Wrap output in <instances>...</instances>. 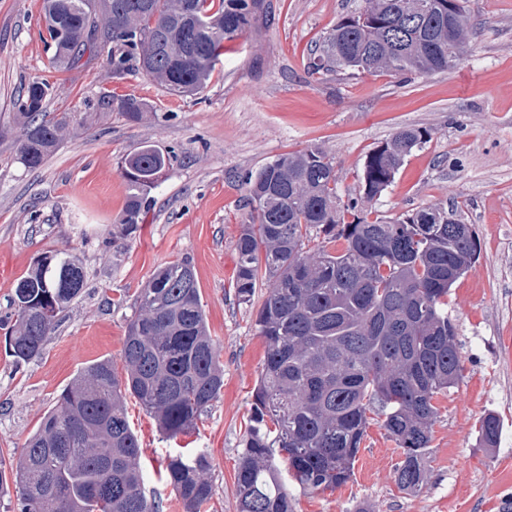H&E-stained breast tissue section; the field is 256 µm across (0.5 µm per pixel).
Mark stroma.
I'll use <instances>...</instances> for the list:
<instances>
[{
    "label": "stroma",
    "mask_w": 512,
    "mask_h": 512,
    "mask_svg": "<svg viewBox=\"0 0 512 512\" xmlns=\"http://www.w3.org/2000/svg\"><path fill=\"white\" fill-rule=\"evenodd\" d=\"M42 0H0V461L17 462L58 395L95 361L122 363L135 298L154 271L190 260L212 337L220 346L224 390L196 426L167 438L133 396L128 420L143 448L145 491L170 512L176 495L162 478L167 454L203 448L211 456L210 512H236L238 453L252 413L251 393L265 356L257 305L233 288L236 241L254 213L245 177L274 159L318 146L333 157L340 197L358 195L367 155L399 128L426 127L432 139L406 157L391 185L367 206L385 220L444 202L473 229L479 256L448 295L462 377L437 395L426 488L397 487L400 450L371 423L343 488L310 493L284 484L295 512H505L512 502V0H467L473 24L451 69L429 75L311 74L310 53L364 0H263L259 20L228 43L208 87L169 95L142 77L113 80L105 57L55 71ZM55 86L48 111L73 118L63 141L35 170L18 158V100L34 78ZM147 103L139 121L102 110L104 92ZM151 144L170 164L151 190L135 239L113 240L125 207L121 161ZM67 251L85 287L58 316L41 354L15 363L6 352L17 281L38 257ZM497 415L498 444L480 447V420Z\"/></svg>",
    "instance_id": "1"
}]
</instances>
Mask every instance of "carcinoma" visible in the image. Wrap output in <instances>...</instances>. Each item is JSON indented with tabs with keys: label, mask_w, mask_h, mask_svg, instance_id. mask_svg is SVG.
Listing matches in <instances>:
<instances>
[{
	"label": "carcinoma",
	"mask_w": 512,
	"mask_h": 512,
	"mask_svg": "<svg viewBox=\"0 0 512 512\" xmlns=\"http://www.w3.org/2000/svg\"><path fill=\"white\" fill-rule=\"evenodd\" d=\"M258 0H43L47 43L59 71L100 54L112 78L142 75L172 96L203 92L244 33ZM465 0H365L315 47L314 74H428L453 67L470 36ZM53 86L31 81L18 104L19 159L41 167L63 140L67 112L50 113ZM104 109L137 121L146 104L106 93ZM426 128L403 127L367 155L360 194L341 201L333 158L313 147L283 155L246 176L255 217L237 240L235 296L268 288L255 325L266 345L253 390L252 425L235 475L237 512H292L280 465L304 490L335 491L353 476L369 426L367 413L402 450L398 487L420 493L437 418L435 397L462 376L448 295L472 269L478 245L456 211L431 204L394 220L370 218L365 204L392 183L404 159L427 144ZM170 158L152 145L127 154V202L112 237L132 239L150 209L149 193ZM319 238L309 250L306 243ZM343 241L332 252L328 245ZM187 259L160 267L137 295L123 341V372L109 360L89 365L59 395L26 443L23 458L0 470L13 481L18 512H159L144 491L142 448L122 397L129 393L169 439L187 433L219 399L224 371L206 326ZM84 272L67 252L34 263L12 299L9 356L39 355L57 316L81 293ZM499 424L483 417L479 442L497 446ZM207 452L165 462L183 512L214 497Z\"/></svg>",
	"instance_id": "cac0c4a2"
}]
</instances>
